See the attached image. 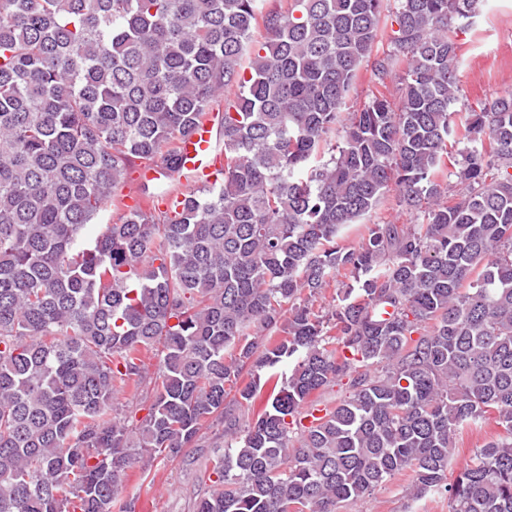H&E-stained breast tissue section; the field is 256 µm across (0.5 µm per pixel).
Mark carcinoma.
<instances>
[{
	"instance_id": "obj_1",
	"label": "carcinoma",
	"mask_w": 512,
	"mask_h": 512,
	"mask_svg": "<svg viewBox=\"0 0 512 512\" xmlns=\"http://www.w3.org/2000/svg\"><path fill=\"white\" fill-rule=\"evenodd\" d=\"M263 2L0 0V512H136L125 470L215 423L195 512H341L407 470L512 512V93L456 109L483 0ZM207 118L201 199L179 144ZM136 160L166 210L123 203ZM391 192L415 223H366ZM374 89V83L369 71L362 70L359 79L351 90L347 99V106L345 112H350L356 109L365 97ZM482 436L464 433L457 442L455 454L448 465V482H452L458 475L460 469L466 464L475 450V445L481 442Z\"/></svg>"
}]
</instances>
